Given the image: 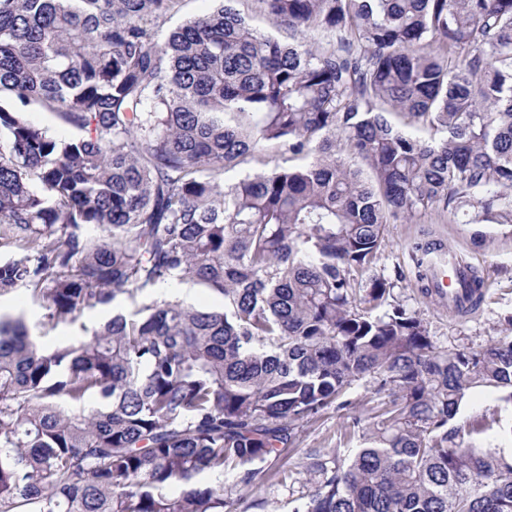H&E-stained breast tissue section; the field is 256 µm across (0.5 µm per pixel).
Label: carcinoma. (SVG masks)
Segmentation results:
<instances>
[{"instance_id":"1","label":"carcinoma","mask_w":512,"mask_h":512,"mask_svg":"<svg viewBox=\"0 0 512 512\" xmlns=\"http://www.w3.org/2000/svg\"><path fill=\"white\" fill-rule=\"evenodd\" d=\"M181 2L0 0V295L43 328L132 305L52 350L0 314V512H235L224 473L260 486L366 377L386 401L295 512H512V457L476 444L496 413L452 424L475 388L512 404V313L440 350L392 282L351 278L400 217L512 234V0H257L291 42L217 0L158 38ZM269 144L306 162L221 184ZM441 245L412 246L425 294ZM186 280L222 304L163 293ZM27 118L36 127L46 130L51 135L68 138L76 137L79 132L63 123L59 117L53 113L40 109L35 106L27 108ZM0 311L13 316L23 315L31 327L40 321H45L44 315L47 313L24 290H17L0 297Z\"/></svg>"}]
</instances>
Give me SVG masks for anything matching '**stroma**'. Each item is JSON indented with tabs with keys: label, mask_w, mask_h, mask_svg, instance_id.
Returning a JSON list of instances; mask_svg holds the SVG:
<instances>
[{
	"label": "stroma",
	"mask_w": 512,
	"mask_h": 512,
	"mask_svg": "<svg viewBox=\"0 0 512 512\" xmlns=\"http://www.w3.org/2000/svg\"><path fill=\"white\" fill-rule=\"evenodd\" d=\"M427 231L442 236L450 249L464 253L485 280L483 304L465 317L449 316L447 306L423 294L416 281L410 247ZM474 231V225L455 224L434 213L411 222L389 224L377 261L369 269L356 272L354 278L361 282L381 275L392 281L395 302L420 313L436 347L483 346L499 334L502 317L512 312V236L488 228L487 244L480 247L472 241ZM351 396L356 401L355 410L327 409L306 423L298 441L284 449L279 463L288 470V479L273 474L261 487L248 488L238 484L233 474L225 475L224 485L237 501L236 512H294L314 481L305 470L307 454L324 448L358 446V437L343 436L342 431L353 415H364L380 401L371 382L366 380L353 385Z\"/></svg>",
	"instance_id": "stroma-1"
}]
</instances>
